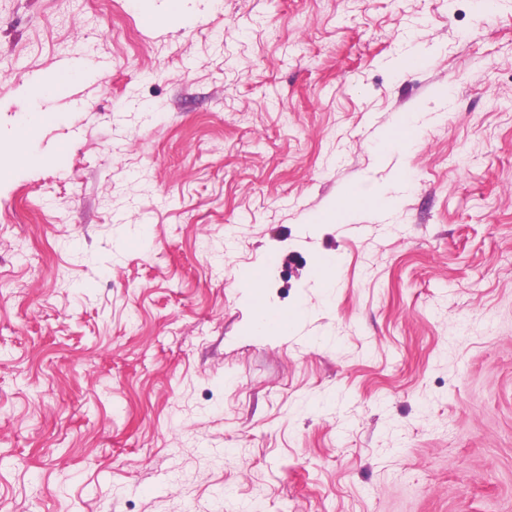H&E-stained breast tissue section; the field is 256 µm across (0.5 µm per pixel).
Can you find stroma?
<instances>
[{
    "label": "stroma",
    "mask_w": 512,
    "mask_h": 512,
    "mask_svg": "<svg viewBox=\"0 0 512 512\" xmlns=\"http://www.w3.org/2000/svg\"><path fill=\"white\" fill-rule=\"evenodd\" d=\"M165 11L0 0V512H512V0ZM418 137V128L408 120H404L392 130L385 133L383 142L387 147L404 146L414 143ZM386 204V199L379 191H370L365 193L347 194L341 203L336 206H329L328 209L312 216L309 223H327L325 221L338 218L346 214L349 210L362 208H382ZM245 288H251L256 298L254 308L253 324L250 328L252 335H265L270 330L269 327L275 329L286 319H288V329L294 327L300 320L301 312L298 310L281 311L269 307L260 297V282L254 275H250L243 282Z\"/></svg>",
    "instance_id": "stroma-1"
}]
</instances>
